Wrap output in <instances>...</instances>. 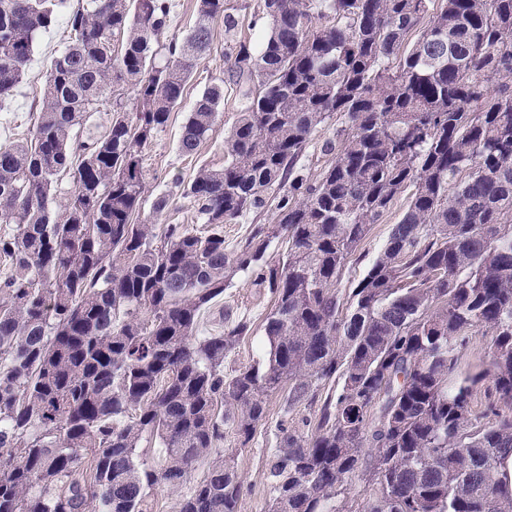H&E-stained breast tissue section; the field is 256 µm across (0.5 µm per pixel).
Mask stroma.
Masks as SVG:
<instances>
[{
	"instance_id": "35a3bbf8",
	"label": "stroma",
	"mask_w": 512,
	"mask_h": 512,
	"mask_svg": "<svg viewBox=\"0 0 512 512\" xmlns=\"http://www.w3.org/2000/svg\"><path fill=\"white\" fill-rule=\"evenodd\" d=\"M229 13L235 17L234 27H227L223 19L212 24V48L198 64L192 80L187 84L183 102L172 112L167 127L147 147L143 158L145 175V202L140 219L156 220L157 224H183L201 228L189 200L182 196L183 183L189 182L203 165L220 168L224 165V138L234 126L242 102L239 88L230 77L236 48L240 41L260 43L266 34L262 17L263 0H226ZM68 42L65 19H58L50 30L37 39L30 71L19 85L13 99L0 105V144L22 142L30 135L36 110L43 96L41 79L54 59ZM223 84L224 101L221 112L196 153L188 155L178 148L183 125L196 99L205 86ZM169 198L161 213H154L153 204L158 195ZM407 208L406 198H399L390 211L370 231L357 253L348 263L342 287H350L364 273L366 267L383 248L389 231ZM274 303L268 289L256 286L246 274L233 277L224 290V297L201 316L200 333L208 336L224 329L225 319H243L250 323L251 331L226 360L225 369L231 370L262 360L267 350L263 333V320ZM285 392H277L266 400L267 417L245 447H237L233 436H226L225 447L235 454V467L244 483L241 512H268L271 497L266 475V460L277 446L281 425L301 426L303 420L315 419L316 409H303L293 413L285 411Z\"/></svg>"
}]
</instances>
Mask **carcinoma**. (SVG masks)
<instances>
[{
    "instance_id": "obj_1",
    "label": "carcinoma",
    "mask_w": 512,
    "mask_h": 512,
    "mask_svg": "<svg viewBox=\"0 0 512 512\" xmlns=\"http://www.w3.org/2000/svg\"><path fill=\"white\" fill-rule=\"evenodd\" d=\"M67 2L0 0V103ZM171 9L80 0L30 140L0 144V224L15 225L0 236V512H151V489L180 487L212 454L175 512H241L224 429L246 446L285 386L287 409L317 404L318 418L309 435L280 427L269 512H341L365 448L376 491L359 512H512L499 478L512 456V0H264L266 37L234 59L252 87L224 168L201 167L184 189L200 231L136 222L143 150L210 52V23L235 25L225 0H196L194 26L162 44ZM128 91L134 116L118 103L103 133L79 137ZM223 100L204 88L182 153ZM332 118L313 178L304 153ZM403 194L407 211L340 295L370 225ZM270 203L274 223L224 248V225ZM239 272L274 308L263 361L227 376L248 322L198 328ZM476 329L493 337L491 369L462 378ZM147 435L159 466L140 459Z\"/></svg>"
}]
</instances>
